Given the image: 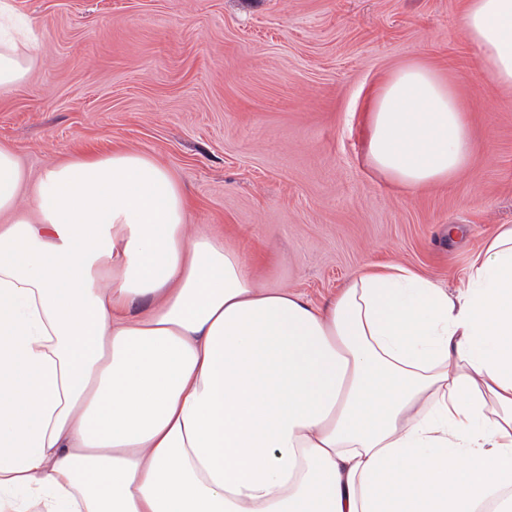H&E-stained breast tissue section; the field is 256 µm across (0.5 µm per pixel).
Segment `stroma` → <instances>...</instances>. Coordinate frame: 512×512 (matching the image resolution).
I'll use <instances>...</instances> for the list:
<instances>
[{
    "label": "stroma",
    "instance_id": "1",
    "mask_svg": "<svg viewBox=\"0 0 512 512\" xmlns=\"http://www.w3.org/2000/svg\"><path fill=\"white\" fill-rule=\"evenodd\" d=\"M38 64L0 97L30 178L115 148L165 166L189 223L266 288L319 302L389 260L462 288L512 224V88L461 27L464 0H12ZM430 66L469 121L468 166L409 190L367 158L369 101Z\"/></svg>",
    "mask_w": 512,
    "mask_h": 512
}]
</instances>
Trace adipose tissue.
Wrapping results in <instances>:
<instances>
[{
  "label": "adipose tissue",
  "mask_w": 512,
  "mask_h": 512,
  "mask_svg": "<svg viewBox=\"0 0 512 512\" xmlns=\"http://www.w3.org/2000/svg\"><path fill=\"white\" fill-rule=\"evenodd\" d=\"M462 24L512 87V0ZM0 0V95L37 58ZM367 155L455 178L470 130L423 65L374 94ZM34 206H19L22 190ZM151 157L27 182L0 146V512H512V225L465 288L369 264L323 303L259 287Z\"/></svg>",
  "instance_id": "1"
}]
</instances>
